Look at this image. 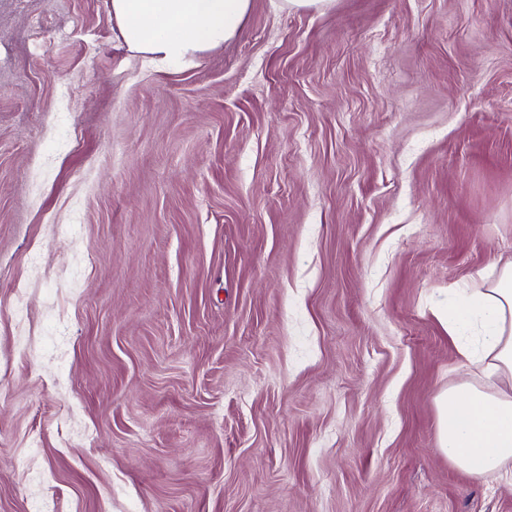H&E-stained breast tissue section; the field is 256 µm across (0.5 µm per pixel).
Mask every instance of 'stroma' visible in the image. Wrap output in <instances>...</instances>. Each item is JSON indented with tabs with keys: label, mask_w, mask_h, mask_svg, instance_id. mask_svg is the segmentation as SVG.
Instances as JSON below:
<instances>
[{
	"label": "stroma",
	"mask_w": 512,
	"mask_h": 512,
	"mask_svg": "<svg viewBox=\"0 0 512 512\" xmlns=\"http://www.w3.org/2000/svg\"><path fill=\"white\" fill-rule=\"evenodd\" d=\"M497 257L512 0H251L171 70L0 0V512H512L436 401Z\"/></svg>",
	"instance_id": "stroma-1"
}]
</instances>
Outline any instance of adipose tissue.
I'll return each instance as SVG.
<instances>
[{"mask_svg":"<svg viewBox=\"0 0 512 512\" xmlns=\"http://www.w3.org/2000/svg\"><path fill=\"white\" fill-rule=\"evenodd\" d=\"M251 0H111L126 45L153 65L193 61L234 38ZM442 319L461 358L512 375V263L498 278L475 288ZM440 447L474 476L512 461V393L488 392L462 382L437 398Z\"/></svg>","mask_w":512,"mask_h":512,"instance_id":"adipose-tissue-1","label":"adipose tissue"}]
</instances>
